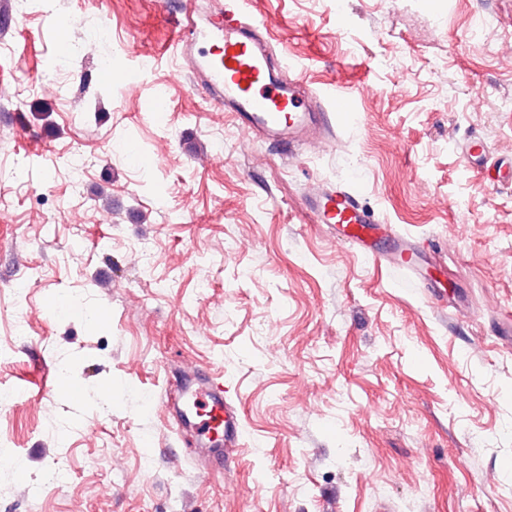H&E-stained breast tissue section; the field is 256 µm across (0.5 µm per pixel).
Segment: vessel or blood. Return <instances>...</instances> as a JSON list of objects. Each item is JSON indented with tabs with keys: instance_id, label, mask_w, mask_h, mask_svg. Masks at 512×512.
<instances>
[{
	"instance_id": "1",
	"label": "vessel or blood",
	"mask_w": 512,
	"mask_h": 512,
	"mask_svg": "<svg viewBox=\"0 0 512 512\" xmlns=\"http://www.w3.org/2000/svg\"><path fill=\"white\" fill-rule=\"evenodd\" d=\"M194 14L192 0H187L175 18L172 44L212 104L231 112L248 138L295 149L333 141L336 123L348 109L344 94L313 88L292 68L273 66V31L246 15L243 0H226L213 14L214 43L196 55L191 52L197 35ZM462 154L469 167L479 168L487 166L491 152L484 140L472 138L463 144ZM307 203L317 223L334 226L339 240L371 255L377 223L353 190L335 185L313 189ZM184 414L193 419L201 444L222 448L220 463L231 466L230 450L243 431L224 398L221 378L211 379L206 391L190 392Z\"/></svg>"
}]
</instances>
